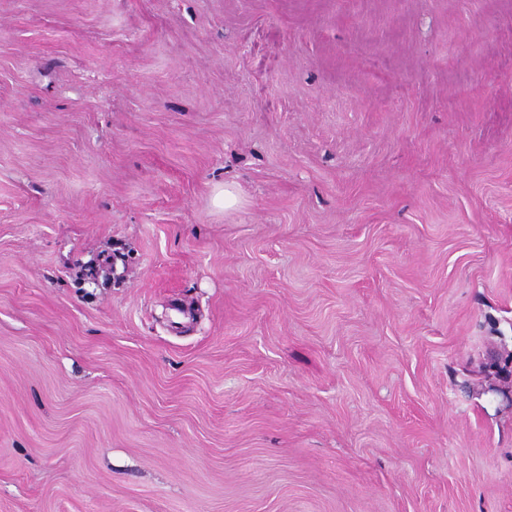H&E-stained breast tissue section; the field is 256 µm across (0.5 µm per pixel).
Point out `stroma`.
I'll list each match as a JSON object with an SVG mask.
<instances>
[{
    "label": "stroma",
    "mask_w": 512,
    "mask_h": 512,
    "mask_svg": "<svg viewBox=\"0 0 512 512\" xmlns=\"http://www.w3.org/2000/svg\"><path fill=\"white\" fill-rule=\"evenodd\" d=\"M494 358L512 0H0V512H512Z\"/></svg>",
    "instance_id": "obj_1"
}]
</instances>
